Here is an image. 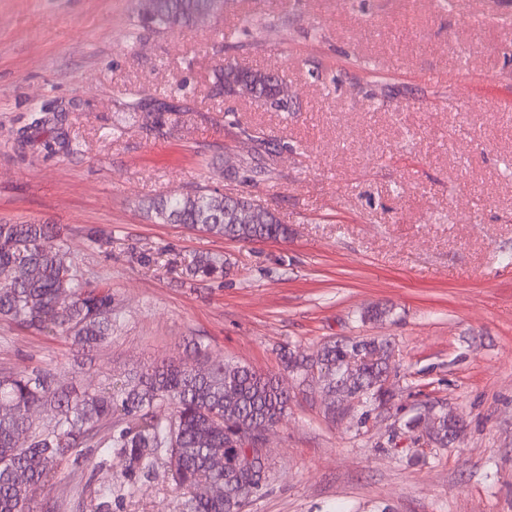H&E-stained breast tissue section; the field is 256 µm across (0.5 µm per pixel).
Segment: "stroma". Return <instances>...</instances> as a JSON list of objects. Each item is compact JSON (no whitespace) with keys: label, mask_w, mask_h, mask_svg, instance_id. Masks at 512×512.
I'll return each mask as SVG.
<instances>
[{"label":"stroma","mask_w":512,"mask_h":512,"mask_svg":"<svg viewBox=\"0 0 512 512\" xmlns=\"http://www.w3.org/2000/svg\"><path fill=\"white\" fill-rule=\"evenodd\" d=\"M145 8L0 0V219L54 225L118 314L88 353L0 319V371L97 389L194 360L199 342L277 375L281 347L384 339L383 406L332 413L315 381H289L264 450L270 478L243 512H512V0H483L476 22L473 0H227L163 33L142 25ZM227 59L276 73L287 109L217 93ZM34 113L63 115L72 149H18ZM249 130L271 142L259 184L230 174ZM195 186L268 207L287 239L147 213ZM205 253L229 273L191 280L185 264ZM430 407L461 421L447 447L403 426ZM122 469L67 458L49 497L94 512L110 482L116 512H183L165 466L137 489Z\"/></svg>","instance_id":"35a3bbf8"}]
</instances>
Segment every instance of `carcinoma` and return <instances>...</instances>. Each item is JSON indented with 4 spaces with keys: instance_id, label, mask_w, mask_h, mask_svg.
Segmentation results:
<instances>
[{
    "instance_id": "obj_1",
    "label": "carcinoma",
    "mask_w": 512,
    "mask_h": 512,
    "mask_svg": "<svg viewBox=\"0 0 512 512\" xmlns=\"http://www.w3.org/2000/svg\"><path fill=\"white\" fill-rule=\"evenodd\" d=\"M212 5L213 0H155L154 14L143 22L157 30L182 28ZM216 84L227 93L288 108L275 76L230 59L216 70ZM51 120L56 132L41 140L43 149L69 148L58 115H32L18 131L17 144L36 141ZM148 211L163 224L239 241L288 237V226L267 207L205 187L154 199ZM55 237L49 224L0 223V318L90 350L112 335V293L84 280ZM224 270L217 254L199 255L187 267L188 275L203 279L222 277ZM389 355L388 344L375 340L323 346L316 364L329 411L336 412L338 400L383 401ZM280 359L285 370L308 375L294 351L281 348ZM290 401L280 377L223 359L209 365L156 362L94 392L60 390L47 370L0 372V512H34L37 497L53 488L59 463L83 448L103 449L95 470L111 464L114 455L121 458L130 488L164 461L186 497V512H242L266 480L256 433L276 427ZM40 408L50 409L53 418L39 429L33 415ZM405 427L445 448L459 419L445 411L417 414ZM220 456L224 469L217 470L212 460ZM216 485L224 494L213 492Z\"/></svg>"
}]
</instances>
